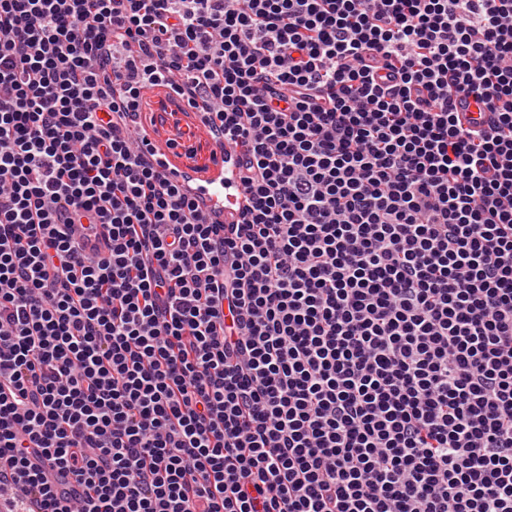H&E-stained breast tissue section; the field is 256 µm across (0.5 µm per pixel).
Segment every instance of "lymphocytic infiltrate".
<instances>
[{"label":"lymphocytic infiltrate","instance_id":"f902f5d3","mask_svg":"<svg viewBox=\"0 0 512 512\" xmlns=\"http://www.w3.org/2000/svg\"><path fill=\"white\" fill-rule=\"evenodd\" d=\"M153 83L227 154L241 222L154 164ZM13 489L512 512V0H0Z\"/></svg>","mask_w":512,"mask_h":512}]
</instances>
